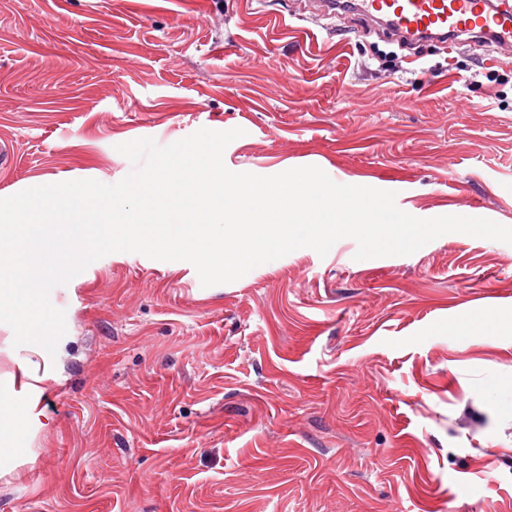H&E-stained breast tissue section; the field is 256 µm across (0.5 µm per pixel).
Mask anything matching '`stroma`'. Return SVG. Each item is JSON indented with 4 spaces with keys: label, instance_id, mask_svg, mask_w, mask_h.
<instances>
[{
    "label": "stroma",
    "instance_id": "obj_1",
    "mask_svg": "<svg viewBox=\"0 0 512 512\" xmlns=\"http://www.w3.org/2000/svg\"><path fill=\"white\" fill-rule=\"evenodd\" d=\"M498 82H489L488 71ZM243 129L234 172L314 165L418 218L512 227V56L461 36L399 48L303 0H0V198L112 185L118 144ZM298 249L202 286L108 254L55 287L62 378L0 476V512H512V245ZM494 455L480 456L483 447ZM454 328L470 331L478 336H496L499 330V321L494 311L481 309L472 312L466 318L460 319Z\"/></svg>",
    "mask_w": 512,
    "mask_h": 512
}]
</instances>
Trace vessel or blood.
Masks as SVG:
<instances>
[{
	"label": "vessel or blood",
	"mask_w": 512,
	"mask_h": 512,
	"mask_svg": "<svg viewBox=\"0 0 512 512\" xmlns=\"http://www.w3.org/2000/svg\"><path fill=\"white\" fill-rule=\"evenodd\" d=\"M369 16L409 39L438 40L477 33L498 47L512 49V12L493 9L488 0H361Z\"/></svg>",
	"instance_id": "b4317fda"
}]
</instances>
